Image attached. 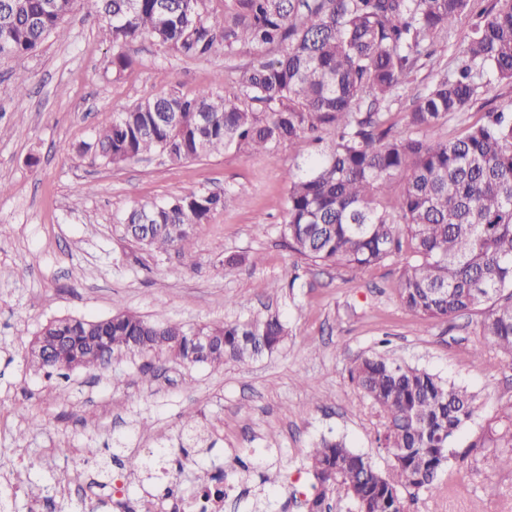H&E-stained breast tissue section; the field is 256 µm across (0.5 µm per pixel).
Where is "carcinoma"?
<instances>
[{"label":"carcinoma","mask_w":512,"mask_h":512,"mask_svg":"<svg viewBox=\"0 0 512 512\" xmlns=\"http://www.w3.org/2000/svg\"><path fill=\"white\" fill-rule=\"evenodd\" d=\"M211 0H95L99 32L115 49L112 74L133 65L123 47L148 36L165 51L206 58L217 49L252 50L230 95L175 90L117 113L78 151L119 166L158 152L181 162L227 149L274 153L308 137L315 150L287 172L288 247L314 265L352 272L401 257L396 293L425 320L482 311L476 359H512V102L445 140L426 132L473 108L481 93L512 84V0H231L220 21ZM77 0H0V58H21L63 23ZM463 15L474 18L450 70L433 79L394 131L390 104L418 64L433 63L432 37ZM270 48L280 50L272 58ZM320 130L335 139L322 145ZM224 207L221 193L191 192L124 217L128 236L150 249L188 253L192 227ZM193 328L152 323L117 310L107 319H54L31 341L26 361L47 376L104 371L112 356L168 354L189 365L244 364L279 351L288 327L277 313ZM349 378L383 418L382 471L342 440L322 438L308 459L317 482L310 512L331 498L354 512H404V496L440 492L453 460L476 448L512 471V406L466 451L454 437L474 418L462 386L397 358L364 354ZM182 448L201 440L196 415L181 421Z\"/></svg>","instance_id":"cac0c4a2"}]
</instances>
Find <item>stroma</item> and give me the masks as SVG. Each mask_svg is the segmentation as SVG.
<instances>
[{
	"instance_id": "obj_1",
	"label": "stroma",
	"mask_w": 512,
	"mask_h": 512,
	"mask_svg": "<svg viewBox=\"0 0 512 512\" xmlns=\"http://www.w3.org/2000/svg\"><path fill=\"white\" fill-rule=\"evenodd\" d=\"M64 29L65 38L49 36L23 58L0 59V181L8 187L0 196V491L10 495L9 512H40L48 499L53 512H113L118 481L135 512H175L169 487L203 485L220 469L238 482L247 512H309L307 457L321 437L344 440L380 468L390 464L376 446L382 419L349 380L363 354L398 356L474 394L475 417L456 450L512 405V362L495 353L472 358L481 313L424 320L397 298V263L352 273L312 265L287 248L284 173L307 148L284 142L271 155L233 148L181 163L155 153L119 167L78 153L117 112L155 94L232 92L248 49L190 59L139 39L125 47L133 66L116 77L90 0ZM19 74L27 78L23 95L15 91ZM511 100L512 85H501L429 136H455ZM200 190L223 193L226 202L198 227L191 254L153 252L124 235L134 205ZM231 255L245 262L228 277ZM118 307L185 326L270 308L287 323L288 341L278 353L221 369L157 354L114 359L102 374L49 378L27 366L29 343L49 321L104 319ZM20 405L27 417L17 414ZM187 411L197 414L207 443L185 454L179 435ZM88 447L97 458L85 455ZM160 449L164 467L133 475L124 465L127 456ZM269 469L280 475L273 487L261 482ZM451 486L406 499L405 512H512V472L492 456L471 455L455 467Z\"/></svg>"
}]
</instances>
